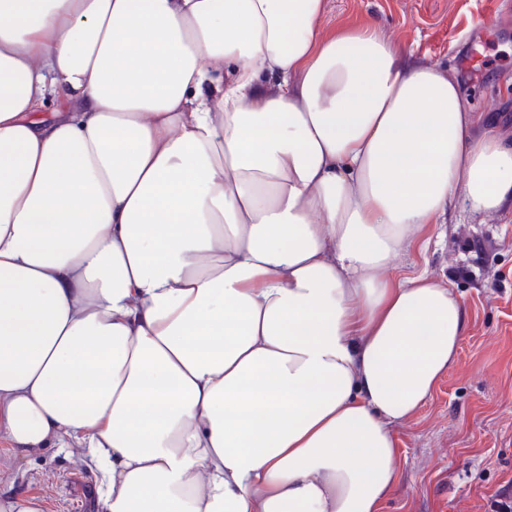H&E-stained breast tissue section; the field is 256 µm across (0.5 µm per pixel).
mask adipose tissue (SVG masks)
<instances>
[{"instance_id":"adipose-tissue-1","label":"adipose tissue","mask_w":512,"mask_h":512,"mask_svg":"<svg viewBox=\"0 0 512 512\" xmlns=\"http://www.w3.org/2000/svg\"><path fill=\"white\" fill-rule=\"evenodd\" d=\"M323 12L0 0V446L85 449L100 512H381L455 359L389 270L512 206V136Z\"/></svg>"}]
</instances>
